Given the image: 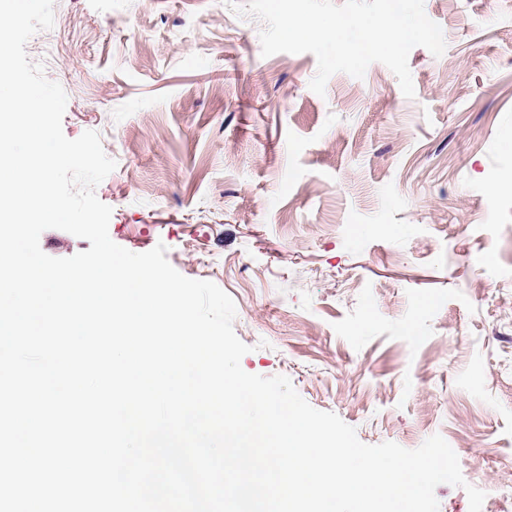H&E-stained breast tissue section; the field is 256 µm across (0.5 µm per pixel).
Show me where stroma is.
I'll return each mask as SVG.
<instances>
[{
    "mask_svg": "<svg viewBox=\"0 0 512 512\" xmlns=\"http://www.w3.org/2000/svg\"><path fill=\"white\" fill-rule=\"evenodd\" d=\"M424 9L446 50H411V99L377 62L318 96L223 0H55L26 51L117 163L110 238L230 295L245 372L366 444L441 435L512 512V0Z\"/></svg>",
    "mask_w": 512,
    "mask_h": 512,
    "instance_id": "obj_1",
    "label": "stroma"
}]
</instances>
